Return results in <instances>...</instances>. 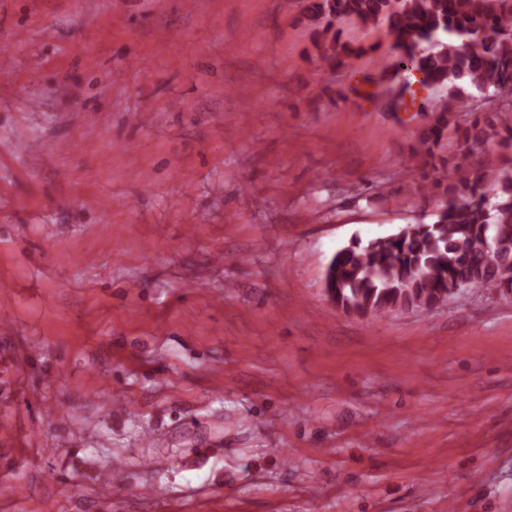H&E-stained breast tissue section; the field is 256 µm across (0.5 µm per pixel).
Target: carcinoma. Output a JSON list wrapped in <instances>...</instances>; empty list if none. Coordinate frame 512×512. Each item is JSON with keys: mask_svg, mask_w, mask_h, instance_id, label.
<instances>
[{"mask_svg": "<svg viewBox=\"0 0 512 512\" xmlns=\"http://www.w3.org/2000/svg\"><path fill=\"white\" fill-rule=\"evenodd\" d=\"M304 10L326 45L325 57L350 66L358 51L340 43L336 22L387 29L398 60L392 78L416 98L409 77L439 94L421 101L431 116L412 158L437 176L434 220L367 242L355 238L331 258L327 288L348 314L383 317L394 310L436 307L461 291H512V275L491 270L512 259V172L443 173L437 156L453 136L463 159L487 146L512 147V0H305Z\"/></svg>", "mask_w": 512, "mask_h": 512, "instance_id": "obj_1", "label": "carcinoma"}]
</instances>
